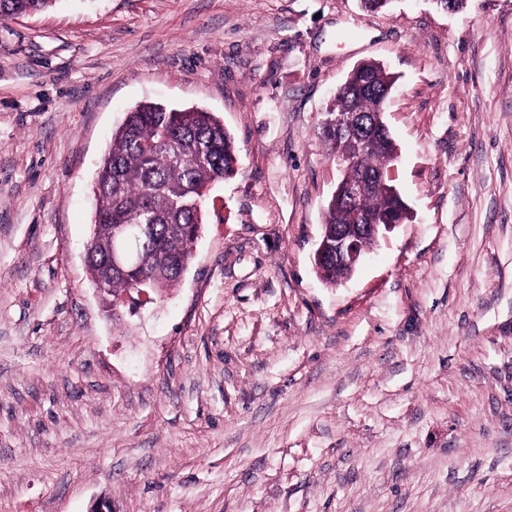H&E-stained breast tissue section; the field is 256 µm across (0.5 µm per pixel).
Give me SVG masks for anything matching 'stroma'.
Here are the masks:
<instances>
[{
	"label": "stroma",
	"mask_w": 512,
	"mask_h": 512,
	"mask_svg": "<svg viewBox=\"0 0 512 512\" xmlns=\"http://www.w3.org/2000/svg\"><path fill=\"white\" fill-rule=\"evenodd\" d=\"M396 77L410 221L332 285L318 136ZM145 101L239 153L179 283L112 320L94 178ZM512 512V0H56L0 23V512Z\"/></svg>",
	"instance_id": "obj_1"
}]
</instances>
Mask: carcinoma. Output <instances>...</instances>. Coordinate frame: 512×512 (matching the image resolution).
Masks as SVG:
<instances>
[{
	"mask_svg": "<svg viewBox=\"0 0 512 512\" xmlns=\"http://www.w3.org/2000/svg\"><path fill=\"white\" fill-rule=\"evenodd\" d=\"M56 0H0V23L50 8ZM392 82L385 69L371 63L354 71L346 88L336 93L337 111L372 114L380 111L381 94ZM391 138L380 136L373 148L350 168L345 181L360 172L377 173L393 159ZM239 158L233 136L212 112L180 109L153 102L136 105L113 133L94 182L93 230L86 262L93 283L104 282L117 315L124 295L173 287L191 259L204 220L207 191L216 182L238 173ZM392 196L369 193L358 203L368 218L390 210ZM350 210L327 203L323 230L351 224ZM146 224L148 229L135 271H120L109 263L111 226Z\"/></svg>",
	"mask_w": 512,
	"mask_h": 512,
	"instance_id": "obj_1",
	"label": "carcinoma"
}]
</instances>
